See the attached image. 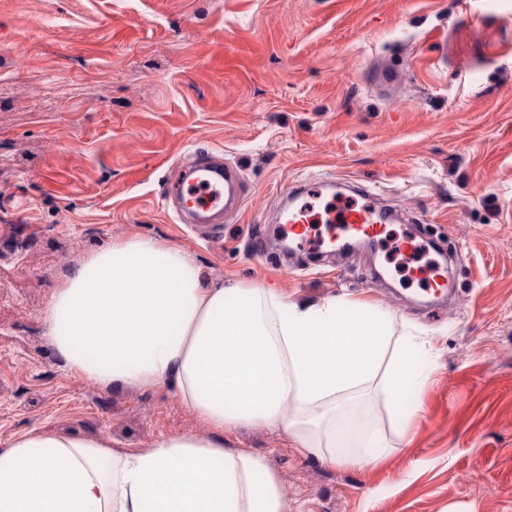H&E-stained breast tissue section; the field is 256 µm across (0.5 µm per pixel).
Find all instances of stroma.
Masks as SVG:
<instances>
[{
  "label": "stroma",
  "instance_id": "1",
  "mask_svg": "<svg viewBox=\"0 0 512 512\" xmlns=\"http://www.w3.org/2000/svg\"><path fill=\"white\" fill-rule=\"evenodd\" d=\"M199 150L223 152L247 191L209 241L164 201ZM312 172L372 186L403 214L396 232L424 225L453 253V301L371 280L369 249L255 257L280 192ZM130 237L218 281L370 301L393 337L431 340L420 394L361 401L390 445L371 469L277 428L225 432L277 477L286 512H512V0H0V446L209 433L168 386H100L49 342L65 277Z\"/></svg>",
  "mask_w": 512,
  "mask_h": 512
}]
</instances>
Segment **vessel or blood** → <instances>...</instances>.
I'll use <instances>...</instances> for the list:
<instances>
[{"instance_id":"obj_1","label":"vessel or blood","mask_w":512,"mask_h":512,"mask_svg":"<svg viewBox=\"0 0 512 512\" xmlns=\"http://www.w3.org/2000/svg\"><path fill=\"white\" fill-rule=\"evenodd\" d=\"M167 199L177 201V216L184 224H220L225 216L244 206L239 169L225 165L213 152L195 153L169 183ZM293 250L319 254L326 241L354 239L356 246L383 249L396 242L397 257L410 264L428 250L416 232L393 237L389 226L397 220L377 194L363 185L349 186L345 179L325 180L311 176L294 181L281 205Z\"/></svg>"}]
</instances>
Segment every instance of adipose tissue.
Wrapping results in <instances>:
<instances>
[{
	"instance_id": "1",
	"label": "adipose tissue",
	"mask_w": 512,
	"mask_h": 512,
	"mask_svg": "<svg viewBox=\"0 0 512 512\" xmlns=\"http://www.w3.org/2000/svg\"><path fill=\"white\" fill-rule=\"evenodd\" d=\"M58 359L104 387L165 383L214 435L127 452L104 439L24 433L0 447V512H285L277 478L225 448L223 429L282 428L331 464L366 470L388 453L351 409L372 383L385 407L420 390L430 341L393 339L370 305L298 302L226 284L183 250L113 240L73 270L46 311Z\"/></svg>"
}]
</instances>
